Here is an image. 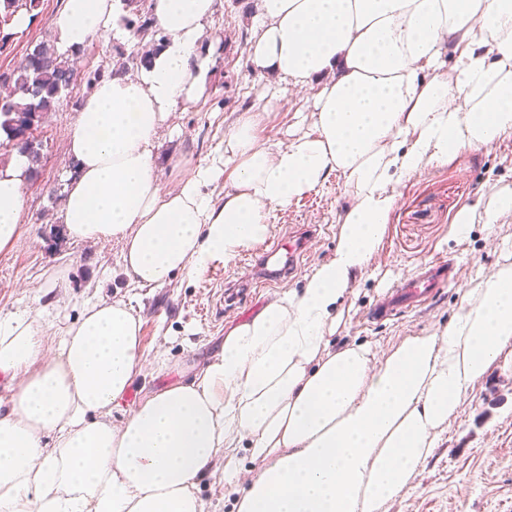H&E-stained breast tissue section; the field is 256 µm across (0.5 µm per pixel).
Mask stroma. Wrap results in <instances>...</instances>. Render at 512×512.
I'll return each mask as SVG.
<instances>
[{"label":"stroma","mask_w":512,"mask_h":512,"mask_svg":"<svg viewBox=\"0 0 512 512\" xmlns=\"http://www.w3.org/2000/svg\"><path fill=\"white\" fill-rule=\"evenodd\" d=\"M62 6L63 0H43L39 18L15 29L7 51L0 53V67L15 66L30 44L51 38V19ZM257 12L258 0H216L205 24L208 37L200 46L210 60L202 94L195 103L173 107L153 143L152 166L163 190L176 189L187 171L208 164L239 116L261 114L258 136L274 148L290 140L297 113L312 112V93H284L275 76L253 71L247 42ZM134 45L120 25L82 47L73 89L36 132L41 169L38 179L25 186L19 236L0 251V315L42 313L50 335L58 339L84 302L123 300L141 319L146 360H153L157 348H165V367L133 384L115 412L119 418L149 390L190 379L220 352L229 329L265 303L300 290L306 276L332 257L341 213L351 201L343 177L334 173L314 193L272 213L269 234L276 238L297 224L325 228L322 236L309 241L298 273L276 287H252L255 269L248 249L230 261L210 264L193 278L175 277L169 286L129 285L121 273L119 241L102 245L73 240L58 216L74 166L68 134L90 94L86 77L94 70L111 71L119 52H131ZM500 191H512V138L492 149L450 154L447 163L399 186L378 258L343 296V316L330 338V350L369 341L384 352L404 337L442 331L459 313L470 288L505 263L499 243L512 242V214L489 231L476 224L465 238L452 233L463 210L482 209ZM439 257L456 266L455 283L432 302L395 319L365 322L364 313L386 288ZM385 512H512L511 372L492 371L476 384L439 430L437 446L412 478L409 491L388 502Z\"/></svg>","instance_id":"stroma-1"}]
</instances>
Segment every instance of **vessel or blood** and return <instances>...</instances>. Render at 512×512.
I'll return each instance as SVG.
<instances>
[{
    "mask_svg": "<svg viewBox=\"0 0 512 512\" xmlns=\"http://www.w3.org/2000/svg\"><path fill=\"white\" fill-rule=\"evenodd\" d=\"M305 235L289 237L288 248H281L278 242H270L256 257L258 280L272 285L286 279L295 272L304 252ZM448 260L439 258L432 261L424 278L393 283L385 296L369 311V321L381 320L398 311L425 304L440 288L450 282Z\"/></svg>",
    "mask_w": 512,
    "mask_h": 512,
    "instance_id": "1",
    "label": "vessel or blood"
}]
</instances>
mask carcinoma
<instances>
[{
  "mask_svg": "<svg viewBox=\"0 0 512 512\" xmlns=\"http://www.w3.org/2000/svg\"><path fill=\"white\" fill-rule=\"evenodd\" d=\"M121 3L125 11L122 20L137 46L127 61L138 68H146L163 47L166 36H158L159 28L147 0H121ZM71 69L69 55L59 52L50 40H42L27 50L16 65V75L9 87L10 108L6 112L0 110V131L6 140L20 137L28 125L40 126L44 117L55 110L67 92L66 81ZM17 152L28 160V179H36L39 143L33 140L23 144Z\"/></svg>",
  "mask_w": 512,
  "mask_h": 512,
  "instance_id": "carcinoma-1",
  "label": "carcinoma"
}]
</instances>
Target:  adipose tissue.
Returning a JSON list of instances; mask_svg holds the SVG:
<instances>
[{"label": "adipose tissue", "mask_w": 512, "mask_h": 512, "mask_svg": "<svg viewBox=\"0 0 512 512\" xmlns=\"http://www.w3.org/2000/svg\"><path fill=\"white\" fill-rule=\"evenodd\" d=\"M118 0H64L60 50L116 26ZM215 0H153L167 40L141 76L102 81L69 135L60 221L77 241L122 243L132 286L194 276L262 241L271 212L342 173L352 201L333 258L269 301L185 383L112 412L146 375L141 321L85 303L59 344L30 312L0 316V512H207L199 484L224 456L236 512H384L477 382L512 369V266L469 291L440 333L327 349L350 281L373 262L397 188L462 149L512 138V0H260L254 70L316 89L310 131L269 148L240 117L208 165L161 193L150 146L198 97ZM455 65L444 72L443 58ZM28 163L0 169V250L19 234ZM232 171L222 200L209 185ZM246 448L263 468L248 477Z\"/></svg>", "instance_id": "1"}]
</instances>
